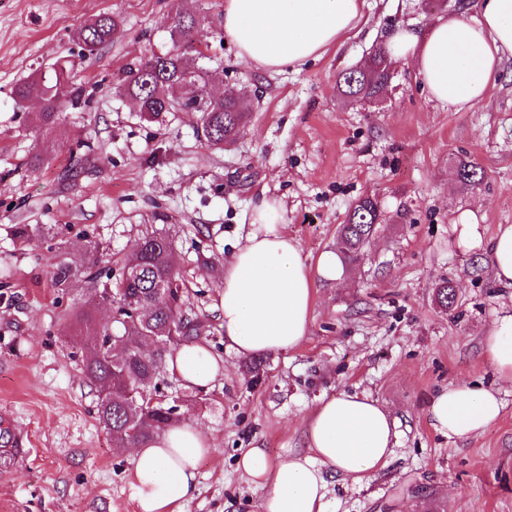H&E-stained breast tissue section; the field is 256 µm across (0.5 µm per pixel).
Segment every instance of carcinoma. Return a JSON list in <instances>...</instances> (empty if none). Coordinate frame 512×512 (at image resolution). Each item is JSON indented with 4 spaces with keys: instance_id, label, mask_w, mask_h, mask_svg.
Wrapping results in <instances>:
<instances>
[{
    "instance_id": "1",
    "label": "carcinoma",
    "mask_w": 512,
    "mask_h": 512,
    "mask_svg": "<svg viewBox=\"0 0 512 512\" xmlns=\"http://www.w3.org/2000/svg\"><path fill=\"white\" fill-rule=\"evenodd\" d=\"M199 25L195 13L179 5L167 17V29L172 49L151 54L126 67L116 84L118 93L138 103L139 112L149 119H158L175 110L172 102H164L151 94L152 86L161 84L168 90H180V83L191 77V97L204 105L200 113L203 129L209 130L208 142H228L237 136L246 124V112L241 98L227 94L222 98L209 97L206 90L210 74L206 67L195 63L192 56H202L193 46V35ZM120 33L118 21L107 13H100L86 23L77 38L89 52L112 42ZM385 52L379 48L372 55L368 72L351 70L341 74L337 86L344 94L373 98L383 91L391 80V72L383 65ZM68 76L66 63H56L46 72L35 73L20 83L15 95L20 100L36 97L44 102V110L36 118L39 129L51 128L65 108L57 94L58 86ZM381 217L378 204L365 198L355 202L340 228L342 253L349 262H357L372 236L374 225ZM45 240L53 241L59 232L45 225L39 229L29 224H16L13 236L25 244L35 232ZM82 277L88 283L87 297L70 314V322L81 336L85 350L83 375L94 385H112V394L98 398L100 423L112 436L115 448H133L150 442L167 426L178 421L177 406L165 401L149 405L126 395L128 388H146L153 385L159 393L158 380L166 357L187 341L200 339L203 323L184 314V291L179 287L169 293L170 279L176 277L171 243L163 234L145 235L138 248L125 255L116 274L101 276L95 258L88 259L81 269L57 263L51 271V285L64 293L74 279ZM110 302L128 306L137 311L147 309L149 316L121 312V318L112 324L101 323L94 315L100 303ZM177 328L174 339H169L172 328Z\"/></svg>"
}]
</instances>
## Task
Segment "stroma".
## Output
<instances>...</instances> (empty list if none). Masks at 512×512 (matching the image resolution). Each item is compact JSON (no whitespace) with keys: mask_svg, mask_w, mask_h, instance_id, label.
I'll list each match as a JSON object with an SVG mask.
<instances>
[{"mask_svg":"<svg viewBox=\"0 0 512 512\" xmlns=\"http://www.w3.org/2000/svg\"><path fill=\"white\" fill-rule=\"evenodd\" d=\"M181 1L200 16L211 92H240L250 114L223 149L201 137L197 113L151 122L115 90L128 64L171 49L164 22ZM101 13L121 32L89 55L75 32ZM223 13L224 0H0V457L14 439L24 448L0 468V512H137L128 452L97 420L99 390L81 372L68 317L85 284L60 294L50 270L86 264L94 245L106 267L152 231L171 239L185 308L226 367L206 392L170 375L162 387L214 444L182 512H261L264 492L238 471L240 452L263 448L277 461L305 451V416L343 391L378 400L398 427L388 466L368 483L331 479L332 512H512V384L482 348L512 288L448 232L468 210L490 235L512 224V58L473 106L430 100L402 61L378 101L365 103L339 94V75L362 66L384 32L453 18L449 0H366L354 30L319 60L279 73L240 57ZM59 60L70 68L61 99L78 90L82 103L45 133L34 127L40 103L17 101L14 88ZM463 161L483 169L482 183L460 181ZM366 195L382 222L343 281L316 280L298 347L246 359L226 350L224 261L261 199L279 203L278 224L313 266L337 250L340 224ZM16 224L54 225L69 244H20ZM446 281L456 289L448 310L435 300ZM460 381L499 390L504 410L481 436L453 441L432 428L429 408Z\"/></svg>","mask_w":512,"mask_h":512,"instance_id":"35a3bbf8","label":"stroma"}]
</instances>
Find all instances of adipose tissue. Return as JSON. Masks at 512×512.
Returning a JSON list of instances; mask_svg holds the SVG:
<instances>
[{"label":"adipose tissue","instance_id":"ef3b65f1","mask_svg":"<svg viewBox=\"0 0 512 512\" xmlns=\"http://www.w3.org/2000/svg\"><path fill=\"white\" fill-rule=\"evenodd\" d=\"M365 0H224L222 29L242 58L267 71L317 60L353 28ZM476 17L438 20L428 29L399 27L384 38L388 58L410 61L432 99L447 105L485 99L504 56H512V0H478ZM276 202L255 207L251 228L224 264L221 327L224 345L237 357L293 351L311 326L315 277L342 281L339 255L320 254L308 272L297 240L275 222ZM451 230L463 251L487 254L497 285L512 288V224L485 237L475 214ZM484 354L500 380L512 382V304L502 305L484 336ZM171 374L195 391L209 389L224 371L203 344L181 345L168 360ZM498 391L454 383L429 409L431 425L450 439L467 440L496 422ZM397 423L367 394L341 392L323 400L306 419L307 450L272 462L262 448L247 449L237 467L263 489L262 512H330L326 473L360 485L388 465ZM214 446L192 419L169 426L130 451L137 512H182L197 485L200 462Z\"/></svg>","mask_w":512,"mask_h":512}]
</instances>
